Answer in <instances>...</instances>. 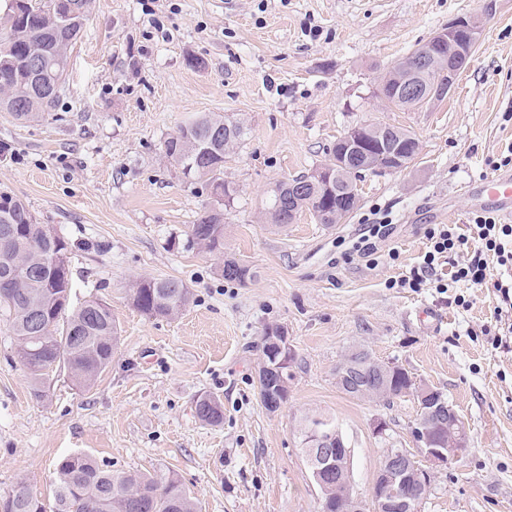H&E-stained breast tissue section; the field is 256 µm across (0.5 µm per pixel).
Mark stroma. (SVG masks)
<instances>
[{
	"label": "stroma",
	"mask_w": 512,
	"mask_h": 512,
	"mask_svg": "<svg viewBox=\"0 0 512 512\" xmlns=\"http://www.w3.org/2000/svg\"><path fill=\"white\" fill-rule=\"evenodd\" d=\"M456 18L477 21L480 38L450 95L416 112L382 102L385 73ZM205 112L250 129L224 165L238 189L227 207L163 153ZM507 112L512 0H92L53 110L25 124L0 112V190L68 241L73 300H107L119 339L91 388L63 374L38 400L0 320V495L22 483L51 505L58 462L88 453L116 473L174 471L200 512H318L297 430L320 412L336 417L354 490L368 498L386 450L413 448L418 407L337 387V365L363 348L442 391L470 428L421 512H512V341L495 349L481 334L498 296L394 285L420 272L427 225L471 222L470 182L497 174L512 150ZM365 123L409 130L419 155L364 173L339 224L307 211L283 228L264 219L271 186L310 173ZM212 208L224 211L225 257L253 274L246 284L177 245ZM384 218L388 235L363 255V229ZM137 278L179 279L193 300L176 319L147 317L127 296ZM277 325L295 361L271 413L258 372L264 331ZM205 394L220 398L221 425L196 417Z\"/></svg>",
	"instance_id": "stroma-1"
}]
</instances>
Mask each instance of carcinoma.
<instances>
[{
  "mask_svg": "<svg viewBox=\"0 0 512 512\" xmlns=\"http://www.w3.org/2000/svg\"><path fill=\"white\" fill-rule=\"evenodd\" d=\"M5 27L0 31V112L20 121H34L54 106L59 95L45 97L41 85L65 86L68 56L78 35L90 20V0H79V14L60 20L55 0H4ZM45 58L44 75L26 73L27 57ZM391 135L393 149L378 146L370 133L356 154L357 164L374 169L406 168L419 154V142L409 131L379 125ZM249 135L244 122L233 116L203 113L181 126L164 141L165 156L180 174L212 189L225 203L234 200L236 187L224 180V161L236 153ZM340 149L315 171L331 177V188L313 183L310 173L288 183L278 182L268 191L265 216L277 227L292 224L307 210L320 224L342 222L355 208L357 186L351 174L339 165ZM182 246L198 249L223 259L224 280L244 283L252 277L250 268L224 259V212L209 209L191 225ZM8 293L0 294V317L7 322L16 341V353L27 370L32 395L46 396L50 376L65 372L77 384L88 387L112 363L117 343V325L112 307L95 297L70 305L72 271L68 243L60 235L36 222L23 201L0 191V284ZM132 305L155 319H171L192 301L193 294L174 278L133 281L128 288ZM288 370L272 372L260 389L261 398L273 394L280 401L288 396ZM197 418L218 425L224 420L219 397L206 394L195 403ZM327 426L336 419L324 414H305L298 428L305 441L312 419ZM55 512H197V505L178 475L170 470L154 473L114 474L87 454L64 458L54 480ZM0 512H44L42 503L23 484L0 497Z\"/></svg>",
  "mask_w": 512,
  "mask_h": 512,
  "instance_id": "cac0c4a2",
  "label": "carcinoma"
}]
</instances>
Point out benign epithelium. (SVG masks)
Listing matches in <instances>:
<instances>
[{"label":"benign epithelium","mask_w":512,"mask_h":512,"mask_svg":"<svg viewBox=\"0 0 512 512\" xmlns=\"http://www.w3.org/2000/svg\"><path fill=\"white\" fill-rule=\"evenodd\" d=\"M467 29L469 39L462 40L457 33ZM478 29L468 20H459L435 34L420 51L416 64L401 78L394 93L403 97L418 96L423 92L418 78L425 71L439 48L448 49V59L465 61L472 52V41L477 38ZM455 69H448L445 80L432 85L428 96L435 99L444 97L450 90ZM275 346L263 358L260 374L280 366L278 356L284 352L294 355L288 344L287 333L269 338ZM398 369L391 363H381L371 356L348 354L339 364L336 380L345 384L346 379L356 373L368 377V381L356 386V393L366 400L388 399L411 395L419 406L418 420L411 427V437L416 452L406 448L389 449L385 453L371 490L370 499L365 501L353 491L350 456L337 454L335 433L318 426L309 431L311 442L306 453L313 479L323 492L336 486V512H420L431 485L434 469L446 467L463 454L468 447L469 428L444 394L416 380L411 387L394 391L389 385L388 374Z\"/></svg>","instance_id":"obj_1"}]
</instances>
